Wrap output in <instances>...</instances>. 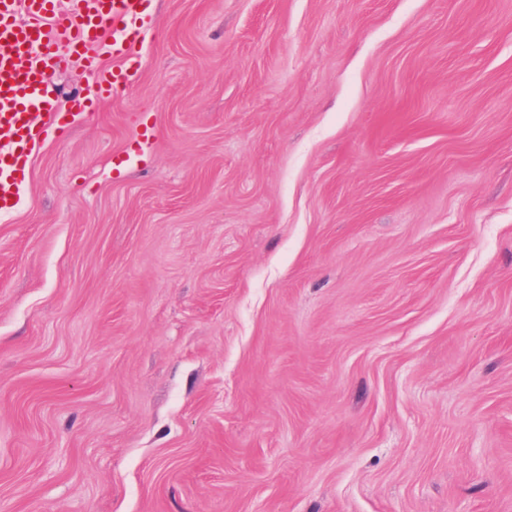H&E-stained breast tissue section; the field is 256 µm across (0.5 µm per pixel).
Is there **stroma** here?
<instances>
[{"label":"stroma","mask_w":512,"mask_h":512,"mask_svg":"<svg viewBox=\"0 0 512 512\" xmlns=\"http://www.w3.org/2000/svg\"><path fill=\"white\" fill-rule=\"evenodd\" d=\"M0 213V512H512V0H150Z\"/></svg>","instance_id":"1"}]
</instances>
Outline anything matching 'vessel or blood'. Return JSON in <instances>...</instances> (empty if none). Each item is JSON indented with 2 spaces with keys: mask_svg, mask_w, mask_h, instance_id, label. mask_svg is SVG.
<instances>
[{
  "mask_svg": "<svg viewBox=\"0 0 512 512\" xmlns=\"http://www.w3.org/2000/svg\"><path fill=\"white\" fill-rule=\"evenodd\" d=\"M147 9V0H69L65 8L58 0H0V211L16 205L43 132L90 109L85 97L60 104L45 81L46 70L68 63L61 48L82 59L94 97L109 98L138 77L132 57L151 21ZM104 54L119 67L101 65Z\"/></svg>",
  "mask_w": 512,
  "mask_h": 512,
  "instance_id": "vessel-or-blood-1",
  "label": "vessel or blood"
}]
</instances>
